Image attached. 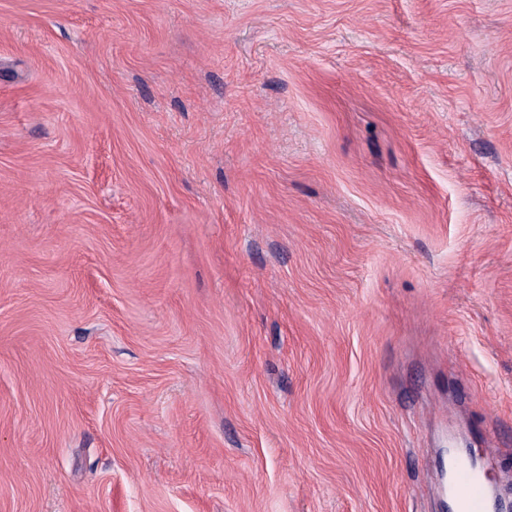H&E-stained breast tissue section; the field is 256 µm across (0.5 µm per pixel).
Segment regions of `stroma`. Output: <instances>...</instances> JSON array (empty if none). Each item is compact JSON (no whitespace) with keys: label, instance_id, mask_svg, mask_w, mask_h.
Wrapping results in <instances>:
<instances>
[{"label":"stroma","instance_id":"1","mask_svg":"<svg viewBox=\"0 0 512 512\" xmlns=\"http://www.w3.org/2000/svg\"><path fill=\"white\" fill-rule=\"evenodd\" d=\"M512 497V0H0V512ZM448 509L451 512H489L483 468L467 455L457 457L452 464Z\"/></svg>","mask_w":512,"mask_h":512}]
</instances>
